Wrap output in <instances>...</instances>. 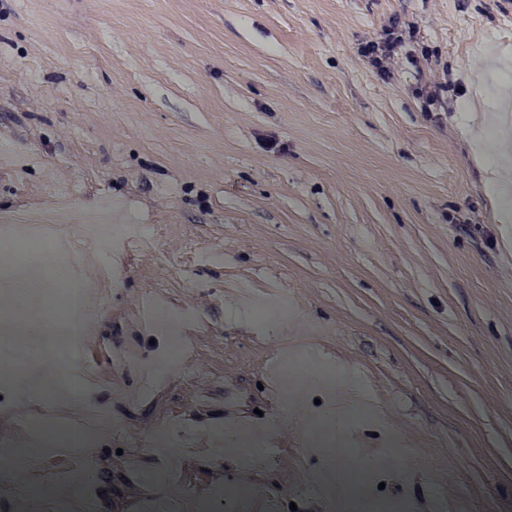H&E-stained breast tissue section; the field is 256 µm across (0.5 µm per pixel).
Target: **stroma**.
<instances>
[{
	"instance_id": "35a3bbf8",
	"label": "stroma",
	"mask_w": 512,
	"mask_h": 512,
	"mask_svg": "<svg viewBox=\"0 0 512 512\" xmlns=\"http://www.w3.org/2000/svg\"><path fill=\"white\" fill-rule=\"evenodd\" d=\"M394 62L361 54L387 31ZM512 103V0H0V212L68 192L67 233L106 210L153 240L107 261L118 282L85 339L97 512H139L143 467L169 497L252 485L327 512L302 485L323 459L297 447L318 387L274 396L283 351L354 373L417 463L349 476L412 512H512V222L484 183L512 167L489 135ZM220 262H213V255ZM288 289L296 316L259 325L238 288ZM196 312L188 378L141 390L167 336L146 301ZM269 426L267 459L183 464L144 449L166 420Z\"/></svg>"
}]
</instances>
